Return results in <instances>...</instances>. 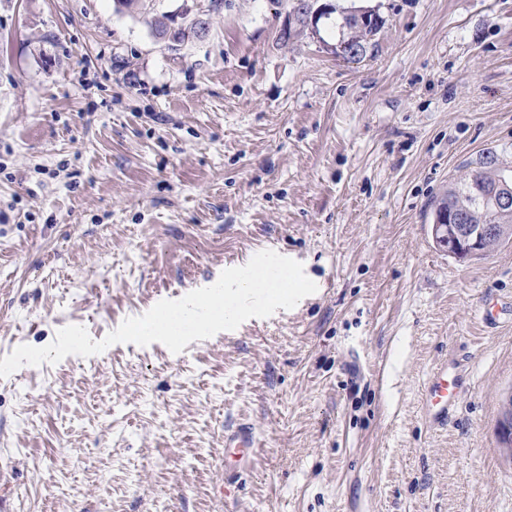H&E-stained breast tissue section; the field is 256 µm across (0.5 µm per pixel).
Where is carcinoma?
<instances>
[{
    "instance_id": "obj_1",
    "label": "carcinoma",
    "mask_w": 512,
    "mask_h": 512,
    "mask_svg": "<svg viewBox=\"0 0 512 512\" xmlns=\"http://www.w3.org/2000/svg\"><path fill=\"white\" fill-rule=\"evenodd\" d=\"M382 18L374 11L364 16L358 9L345 10L334 19L339 33L336 48L344 58L357 61L366 55L372 40L379 33ZM198 37L196 23L185 18L172 34V39L182 43ZM512 195V170L500 162L497 154L489 152L474 169L467 170L448 183V190L434 200L432 210L448 211V221L462 218L474 230L488 224H503L508 235L484 233L480 236L481 253H489L512 238V208H504L499 200Z\"/></svg>"
}]
</instances>
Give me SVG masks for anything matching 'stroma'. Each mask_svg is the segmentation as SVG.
Here are the masks:
<instances>
[{
	"label": "stroma",
	"mask_w": 512,
	"mask_h": 512,
	"mask_svg": "<svg viewBox=\"0 0 512 512\" xmlns=\"http://www.w3.org/2000/svg\"><path fill=\"white\" fill-rule=\"evenodd\" d=\"M376 11L360 61L294 0H0V358L103 339L263 250L317 290L172 353L115 344L0 378V512H512V241L464 262L430 204L512 166V0ZM204 12L179 49L153 18ZM459 359L447 428L421 393ZM258 446L234 503L224 431ZM257 446V437L253 425L240 421L224 431V448H237L239 455L244 457L253 454Z\"/></svg>",
	"instance_id": "stroma-1"
}]
</instances>
